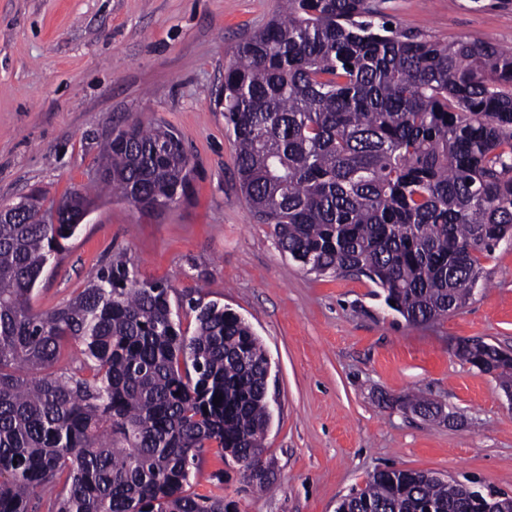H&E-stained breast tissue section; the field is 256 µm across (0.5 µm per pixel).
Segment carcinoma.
Here are the masks:
<instances>
[{
    "mask_svg": "<svg viewBox=\"0 0 512 512\" xmlns=\"http://www.w3.org/2000/svg\"><path fill=\"white\" fill-rule=\"evenodd\" d=\"M384 2L282 0L237 45L215 105L244 202L277 247L312 273L367 278L420 325L462 308L480 257L512 239V50L406 33ZM192 173L173 128L135 120L107 134L83 190L48 205L33 190L0 222V512H227L224 496L187 490L204 449L263 455L269 360L231 309L189 299L190 334L172 286L123 261L53 310L32 306L91 191L159 214ZM458 356L512 395L506 352ZM63 357L74 369L50 371ZM485 509L462 484L384 469L336 512Z\"/></svg>",
    "mask_w": 512,
    "mask_h": 512,
    "instance_id": "carcinoma-1",
    "label": "carcinoma"
}]
</instances>
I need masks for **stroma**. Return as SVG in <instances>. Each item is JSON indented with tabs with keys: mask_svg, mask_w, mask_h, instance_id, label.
<instances>
[{
	"mask_svg": "<svg viewBox=\"0 0 512 512\" xmlns=\"http://www.w3.org/2000/svg\"><path fill=\"white\" fill-rule=\"evenodd\" d=\"M279 0H0V203L87 183L106 130L171 125L195 166L182 201L161 215L112 196L91 212L43 274L49 311L123 259L140 279L172 284L239 314L262 341L277 398L265 435L272 485L249 484L206 449L192 480L235 512H336L383 469L417 470L512 495V401L495 375L456 355L479 340L512 349V242L482 259L458 312L411 325L362 277L318 276L281 253L238 188L233 138L215 105L236 45ZM406 32L512 49V0H386ZM418 393L429 419L401 404ZM223 473L216 483L215 473Z\"/></svg>",
	"mask_w": 512,
	"mask_h": 512,
	"instance_id": "stroma-1",
	"label": "stroma"
}]
</instances>
